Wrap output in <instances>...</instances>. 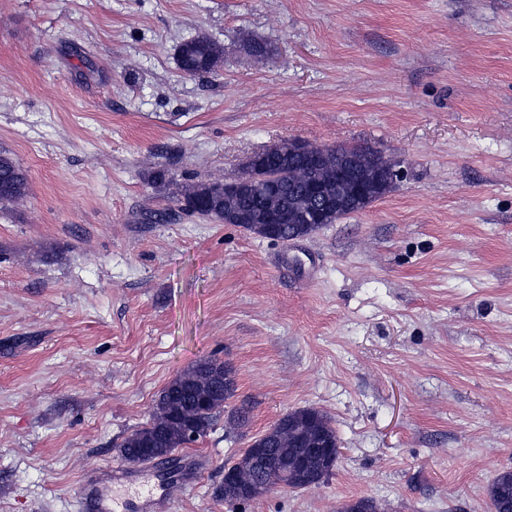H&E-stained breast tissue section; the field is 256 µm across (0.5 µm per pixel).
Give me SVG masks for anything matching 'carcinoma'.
<instances>
[{"mask_svg":"<svg viewBox=\"0 0 512 512\" xmlns=\"http://www.w3.org/2000/svg\"><path fill=\"white\" fill-rule=\"evenodd\" d=\"M224 61V47L207 36H197L183 42L177 51L179 68L190 75L216 71ZM265 174L274 177L280 187L276 197L267 194L264 181L252 176L247 169L234 177L236 181H252L245 192L224 194V182H201L188 185L177 195L181 210L211 217L220 222L239 224L247 231L262 237L285 239L289 236L307 237L316 231L311 224H290L285 217L292 210L301 209L309 202L307 190L318 181L333 187L335 176L333 161L311 169L297 162L288 161V144L273 147L270 164ZM28 175L7 150H0V203L14 202L27 194ZM224 362L206 358L192 364L174 378L161 392L150 423L134 430L120 444L124 459L131 462L149 460L147 449L157 450L160 459L169 460L171 454L184 447L182 433L177 421L195 422L201 435L212 427L217 413L228 408L227 401L233 396L234 381L224 383V390L213 393L209 412L205 413L194 400L190 385H209L212 373ZM230 409V408H228ZM227 420L235 426H246L250 412L244 406L233 407ZM261 439L271 459L302 457L306 455L308 441L318 439L340 447V440L331 419L314 408H299L288 412ZM232 471V481L224 487V500H241L238 485L259 486L253 495L257 499L279 484L292 489L304 490L306 486L281 475L271 477L268 466L256 459L250 449H245L237 460L227 464ZM487 494L491 512H512V470L494 476L488 485Z\"/></svg>","mask_w":512,"mask_h":512,"instance_id":"cac0c4a2","label":"carcinoma"}]
</instances>
